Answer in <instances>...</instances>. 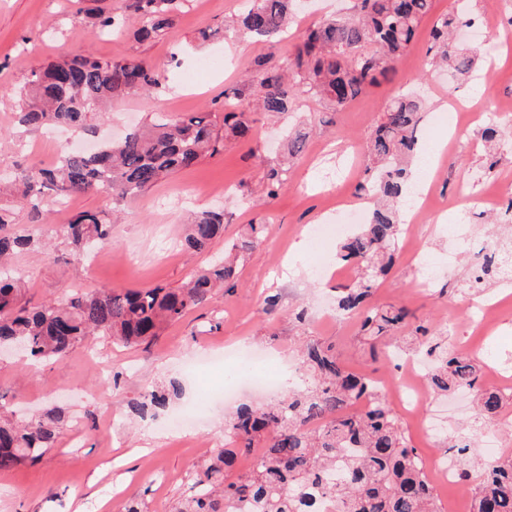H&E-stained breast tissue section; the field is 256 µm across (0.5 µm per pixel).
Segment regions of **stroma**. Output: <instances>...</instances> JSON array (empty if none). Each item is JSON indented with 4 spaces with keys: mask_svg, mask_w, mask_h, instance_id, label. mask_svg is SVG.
<instances>
[{
    "mask_svg": "<svg viewBox=\"0 0 512 512\" xmlns=\"http://www.w3.org/2000/svg\"><path fill=\"white\" fill-rule=\"evenodd\" d=\"M78 6L79 0H0V167L56 162L59 139L44 130L19 133L15 114L31 70L71 51L141 59L165 75L160 91L113 104L102 132L118 139L145 129L152 112L221 111L225 91L238 87L259 59L271 52L285 56L296 43L291 34L272 48L223 33L225 17L238 13L242 0H188L169 32L147 42L135 38L133 19L123 31L103 35L73 28L68 19ZM450 8L451 0H435L431 16L422 20L418 36L395 62L391 81L338 110L302 98L280 122L254 114L252 139L227 141L220 154L120 201L106 256L99 262L70 261L61 230L75 213L100 208L101 198L87 193L76 197L71 208H53L47 230L54 235V257L38 245L12 259L21 300L29 306L66 299L76 290L175 286L223 255L225 242L244 235L248 225H264L265 232L261 245L238 262L234 288L216 289L205 307L165 326L149 348L111 345L95 336L59 366L33 365L21 350L0 354V400L8 409L37 417L57 406L68 419L55 448L39 462L0 471V512H123L122 500L112 498L116 491L124 498L139 496L148 512H172L175 502L188 495L194 472L223 448L224 410L213 408L197 428L171 431L165 417H132L127 402L172 378L183 386L175 401L179 407L193 401L202 386L222 384V371L197 378L187 372L207 347L245 344L294 366L301 342L314 339L332 345L350 369L369 377L392 371V363L371 359L358 319L336 316V282L317 279L312 272L322 256H335L338 240L298 257L293 246L307 228L335 223L339 200L354 210L368 208L358 191L365 170L361 148L385 105L402 90L422 95L429 121L442 100L454 97L465 100L468 111L484 114L481 123L453 136L447 125H434L432 139L446 137L450 143L432 178L433 210L417 224L420 247L431 258L457 248L458 239L449 232L453 224L469 237L471 247L441 272L435 293L426 295L415 288L417 269L407 256H398L374 301L447 327L449 353L469 354L480 366L491 359L512 365V283L494 275L474 281L477 255L488 240L512 244V226L490 228L479 200L484 187L512 179V120L493 114L495 100L512 99V49L497 40L500 16L512 13V0H471L470 17L487 24L488 40L480 50L493 67L485 72L483 85L469 83L455 91L448 87L447 74L432 68L429 56L431 28ZM206 28L222 34L201 42L199 32ZM297 122L312 130L308 147L296 160L287 187L276 199H265V174L279 159L282 132ZM490 124L498 133L488 146L480 135ZM210 208L224 212L223 240L199 255L176 251L184 225ZM270 295L278 298L274 314L266 311ZM493 295L503 297L507 314L493 336L469 339L467 321L478 303ZM301 309L308 312L302 324L294 318ZM109 370L118 372L117 384L104 383L102 374ZM472 408L467 396L459 410L449 411L448 437L469 441L471 455L479 456L487 421L474 416Z\"/></svg>",
    "mask_w": 512,
    "mask_h": 512,
    "instance_id": "stroma-1",
    "label": "stroma"
}]
</instances>
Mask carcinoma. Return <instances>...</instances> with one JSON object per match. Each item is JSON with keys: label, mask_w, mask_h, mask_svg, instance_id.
Here are the masks:
<instances>
[{"label": "carcinoma", "mask_w": 512, "mask_h": 512, "mask_svg": "<svg viewBox=\"0 0 512 512\" xmlns=\"http://www.w3.org/2000/svg\"><path fill=\"white\" fill-rule=\"evenodd\" d=\"M184 2L124 0V9L141 21L137 39L148 41L172 26ZM298 2L245 0L243 14L228 28L240 38L259 37L274 45L297 22ZM433 7L434 0H353L348 14L307 28L293 53L258 63L243 87L224 93L222 112L178 117L155 112L147 130L117 144L106 143L93 153L67 151L52 166H15L4 179L13 200L0 204V348L20 343L34 362L51 365L63 364L90 335L146 348L164 326L207 305L214 288L234 277L237 261L261 244L264 232L261 224L249 225V233L224 250V259L175 288L113 287L28 308L20 304L6 257L39 242L43 223L20 232L5 230L15 223L16 206L29 203L37 210L65 196H99L103 207L78 213L64 227L70 256L80 262L90 244L110 240L113 203L219 154L230 137L250 135L252 119L240 110L243 98L272 116L290 112L297 97H317L342 108L393 70ZM73 22L94 34L121 25L119 17L93 8L77 9ZM471 23L465 12L452 10L430 32L433 62L447 66L457 79L475 72L477 55L455 42L457 30ZM161 85V75L142 60H104L77 50L31 71L17 122L27 130L59 124L92 135L112 101L148 95ZM423 118L422 102L410 94L399 93L385 106L367 143L370 163L361 186L374 196L376 206L336 253L337 260L356 270L355 281L338 291L337 310L359 317L375 343L409 317L406 309H383L373 298L398 250L402 207L412 187L410 163L420 151L417 131ZM308 139L307 132L289 131L288 156L304 153ZM288 173L284 164L268 170L267 198H276L288 186ZM223 234L224 212L204 210L187 225L181 246L203 253ZM432 331L430 324H416L410 340L431 358V392L467 388L475 394L480 414L495 418L505 407L504 396L480 387L476 365L467 357L448 355L444 338ZM300 354L306 375L301 387L274 405L242 404L228 422L227 435L242 454L252 453L255 441H265L259 464L232 480L227 471L235 453L221 450L196 474L192 493L174 512H317L318 494L334 502V512H442L416 449L392 406L374 392L372 380L349 370L330 345L309 340ZM181 393L180 383L172 381L166 390L141 392L128 407L135 414H156ZM64 425L65 415L58 410L24 422L0 410V470L39 461L55 446ZM476 464L481 475L473 512H512V457Z\"/></svg>", "instance_id": "obj_1"}]
</instances>
